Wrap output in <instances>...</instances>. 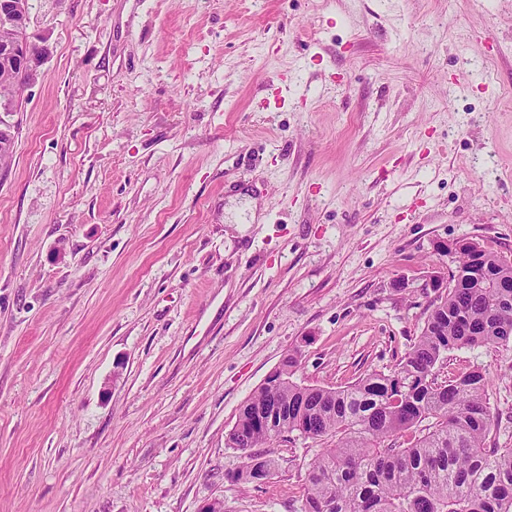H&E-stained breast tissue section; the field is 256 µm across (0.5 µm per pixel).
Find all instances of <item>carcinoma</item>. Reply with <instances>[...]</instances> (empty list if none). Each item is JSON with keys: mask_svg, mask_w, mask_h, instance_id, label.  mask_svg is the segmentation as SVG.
<instances>
[{"mask_svg": "<svg viewBox=\"0 0 512 512\" xmlns=\"http://www.w3.org/2000/svg\"><path fill=\"white\" fill-rule=\"evenodd\" d=\"M457 268L393 371L341 389L303 387L288 355L227 434L246 459L234 478L269 479L276 461L248 449L298 431L329 443L309 464L301 512H512V448L485 446L489 373L436 377L453 349L512 346V263L467 244ZM259 409L283 411L274 429L254 417Z\"/></svg>", "mask_w": 512, "mask_h": 512, "instance_id": "1", "label": "carcinoma"}]
</instances>
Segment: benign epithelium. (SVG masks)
Wrapping results in <instances>:
<instances>
[{"instance_id":"1","label":"benign epithelium","mask_w":512,"mask_h":512,"mask_svg":"<svg viewBox=\"0 0 512 512\" xmlns=\"http://www.w3.org/2000/svg\"><path fill=\"white\" fill-rule=\"evenodd\" d=\"M28 22V0H0V24L18 32L16 39L0 43V69L6 74H27L33 81L43 62V53L31 51Z\"/></svg>"}]
</instances>
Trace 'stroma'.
I'll list each match as a JSON object with an SVG mask.
<instances>
[{
	"mask_svg": "<svg viewBox=\"0 0 512 512\" xmlns=\"http://www.w3.org/2000/svg\"><path fill=\"white\" fill-rule=\"evenodd\" d=\"M0 168V512H301L321 441L227 446L298 384L393 370L468 239L512 262V0H29ZM283 106H266L276 89ZM491 378L512 448V349Z\"/></svg>",
	"mask_w": 512,
	"mask_h": 512,
	"instance_id": "1",
	"label": "stroma"
}]
</instances>
